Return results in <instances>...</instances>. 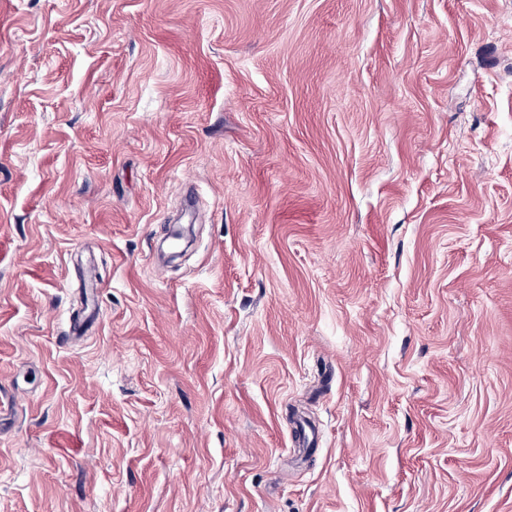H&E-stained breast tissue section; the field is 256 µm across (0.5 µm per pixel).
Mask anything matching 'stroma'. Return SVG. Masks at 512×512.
Here are the masks:
<instances>
[{
  "mask_svg": "<svg viewBox=\"0 0 512 512\" xmlns=\"http://www.w3.org/2000/svg\"><path fill=\"white\" fill-rule=\"evenodd\" d=\"M0 512H512V0H0Z\"/></svg>",
  "mask_w": 512,
  "mask_h": 512,
  "instance_id": "obj_1",
  "label": "stroma"
}]
</instances>
